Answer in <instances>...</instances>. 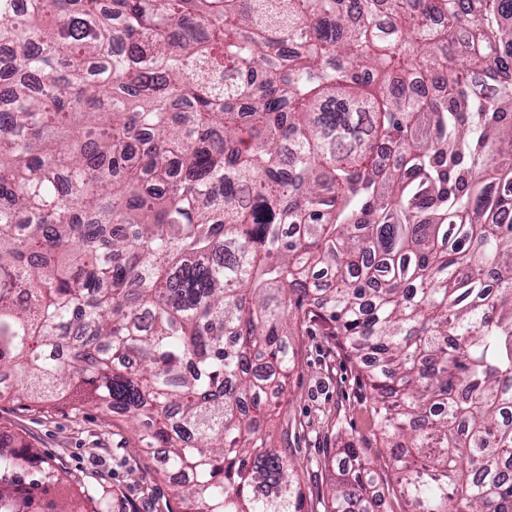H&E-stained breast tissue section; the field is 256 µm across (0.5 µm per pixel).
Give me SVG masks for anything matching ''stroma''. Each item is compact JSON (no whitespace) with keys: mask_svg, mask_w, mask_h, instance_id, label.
I'll use <instances>...</instances> for the list:
<instances>
[{"mask_svg":"<svg viewBox=\"0 0 512 512\" xmlns=\"http://www.w3.org/2000/svg\"><path fill=\"white\" fill-rule=\"evenodd\" d=\"M289 342L295 366L267 430L273 440H288L304 512H325L336 482L332 458L350 443L378 464L381 483L395 486V468L371 426L374 393L341 337L315 317ZM0 431L32 448L34 465L65 472L66 481L42 494V501L59 503L85 490L118 499L126 512H176V489L159 459L137 448L128 425L113 424L111 412L93 402L31 403L7 393L0 397Z\"/></svg>","mask_w":512,"mask_h":512,"instance_id":"stroma-1","label":"stroma"}]
</instances>
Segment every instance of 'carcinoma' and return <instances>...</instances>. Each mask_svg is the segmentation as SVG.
Instances as JSON below:
<instances>
[{
	"mask_svg": "<svg viewBox=\"0 0 512 512\" xmlns=\"http://www.w3.org/2000/svg\"><path fill=\"white\" fill-rule=\"evenodd\" d=\"M468 2L0 0V393L88 392L184 512H303L264 426L318 316L409 512H512V0ZM383 497L340 449L326 512Z\"/></svg>",
	"mask_w": 512,
	"mask_h": 512,
	"instance_id": "1",
	"label": "carcinoma"
}]
</instances>
